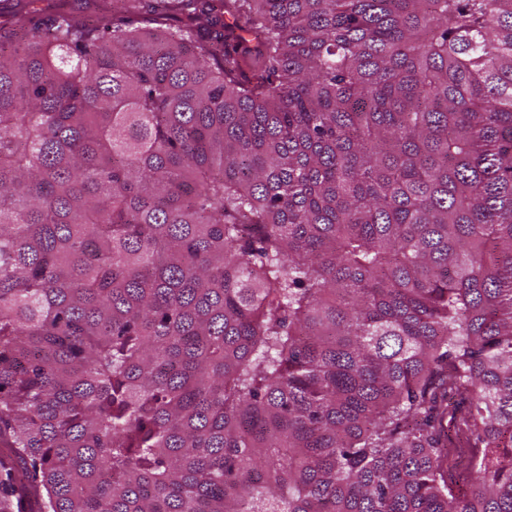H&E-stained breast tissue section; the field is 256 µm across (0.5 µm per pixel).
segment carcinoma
Returning <instances> with one entry per match:
<instances>
[{"mask_svg":"<svg viewBox=\"0 0 512 512\" xmlns=\"http://www.w3.org/2000/svg\"><path fill=\"white\" fill-rule=\"evenodd\" d=\"M0 22V512H512V0Z\"/></svg>","mask_w":512,"mask_h":512,"instance_id":"1","label":"carcinoma"}]
</instances>
